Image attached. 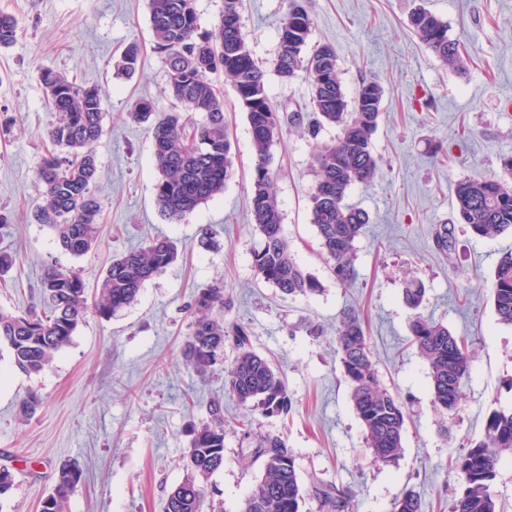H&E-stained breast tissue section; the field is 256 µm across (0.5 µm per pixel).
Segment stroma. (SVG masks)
<instances>
[{"mask_svg": "<svg viewBox=\"0 0 512 512\" xmlns=\"http://www.w3.org/2000/svg\"><path fill=\"white\" fill-rule=\"evenodd\" d=\"M419 4L447 22L450 37L466 36L463 70L443 65L411 31L408 15ZM0 11L18 22L16 42L0 50V215L7 219L0 249L17 255L0 286V307L41 308L45 267L75 269L94 289L113 254L161 235L178 247L176 260L133 304L109 319L88 313L70 345L39 374L18 372L0 346V466L15 476L0 496V512H39L65 461L83 472L67 512H164L168 492L183 477L187 431L218 395L230 425L224 466L209 479L207 512H239L261 475L251 451L268 433L283 436L302 484L320 477L351 489L349 512H390L409 490L420 494L426 512H451L459 491L451 458L480 439L490 411L512 408V327L498 323L488 288L512 236L477 238L459 226L457 249L445 255L434 246L433 229L451 222L458 180L505 176L501 159L512 154V0H312L311 41L335 46L346 93L375 77L385 100L373 137L378 174L348 197L370 217L356 244L358 278L351 286L336 281L310 222L313 145L333 139L335 129H322L314 140L294 128L274 148L284 234L297 262L323 286L318 295L295 298L282 297L253 267L251 134L230 84L221 91L233 179L183 223H168L159 211L151 133L127 118L137 100H152L162 111L171 103L148 0H0ZM284 11L283 0H245L242 24L256 59L275 54ZM132 43L140 48L138 69L130 79L115 78L113 65ZM44 67L98 87L106 100L96 145L98 246L79 258L58 248L34 217L45 130L56 120L38 78ZM204 225L216 231L218 248L200 245ZM412 278L426 288L421 314L468 337L475 350L471 379L450 417L434 408L428 366L408 343L411 311L402 289ZM215 281L230 302L225 318L250 329L255 351L277 364L293 398L288 420L253 414L247 435L232 426L244 410L224 393L223 365L202 381L181 354L193 297ZM351 310L364 320L382 381L408 413L404 452L389 466L370 460L336 352V325ZM31 390L41 404L25 418L20 401Z\"/></svg>", "mask_w": 512, "mask_h": 512, "instance_id": "stroma-1", "label": "stroma"}]
</instances>
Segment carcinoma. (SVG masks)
<instances>
[{"mask_svg":"<svg viewBox=\"0 0 512 512\" xmlns=\"http://www.w3.org/2000/svg\"><path fill=\"white\" fill-rule=\"evenodd\" d=\"M242 0H224V10L211 31L198 32L196 0H148L155 49L163 56L166 85L174 100L172 110L159 114L142 99L128 118L147 123L159 178L154 185L161 213L177 224L200 205L224 192L233 173L232 145L224 121V100L213 77H222L235 89L250 126L254 167L249 209L259 234L252 251L257 276L288 297L321 292V283L296 262L284 236L273 165V147L284 124L300 127L304 115L285 118L267 94V74L284 83H309V107L315 121L307 131L317 136L321 127L338 129L335 139L318 146L314 154L316 181L310 193V223L337 282L352 285L357 278L356 242L369 224L368 214L347 203L353 186L368 185L379 169L373 135L383 116L384 88L377 78L361 82L353 97L344 91L336 49L329 43L309 45L312 18L309 0H286L278 29V48L267 65L253 56L241 23ZM410 28L443 64L458 68L461 41L448 36V24L424 6L412 9ZM16 19L0 12V49L17 39ZM139 47L132 43L115 66L118 78L132 75ZM51 111L58 119L47 130L52 150L37 170L43 185L36 220L47 225L64 252L81 257L98 241L101 205L93 189L97 174L95 144L103 133L104 98L95 86L82 85L51 68L39 74ZM453 223L479 238L512 233V182L483 176L463 178L455 185ZM438 251H456L454 227L436 225ZM177 256L174 242L160 236L146 245L115 255L106 269L94 300L101 317L109 318L137 300L145 283L162 273ZM39 288L47 310L0 309V344L14 368L38 374L72 341L89 310V291L80 274L53 266L45 269ZM497 320L512 327V250L501 253L489 285ZM425 288L415 279L406 283L403 298L420 307ZM227 307L224 285L199 288L193 298V321L183 356L204 381L224 360V344L236 355L224 376V392L240 405L265 417L288 418L293 399L271 359L257 353L251 332L220 312ZM410 341L430 371L433 404L453 415L471 378L473 353L466 339L448 327L417 314L410 324ZM336 347L343 375L350 387L353 409L365 432L374 461L390 465L402 454L406 423L399 396L382 383L372 360V349L359 315L346 312L336 327ZM208 419L189 429L182 458L184 476L167 495L164 512H206L208 480L224 466V404L215 398ZM262 474L242 502L240 512H302L305 497L315 498L320 512H347L349 491L319 477L303 489L296 459L279 435L262 436L253 449ZM512 460V410H492L482 437L453 463L461 493L453 512H499L491 490L500 464ZM82 470L62 463L55 470L52 491L41 499L40 512H65ZM391 512H425L419 494L410 490L393 504Z\"/></svg>","mask_w":512,"mask_h":512,"instance_id":"cac0c4a2","label":"carcinoma"}]
</instances>
